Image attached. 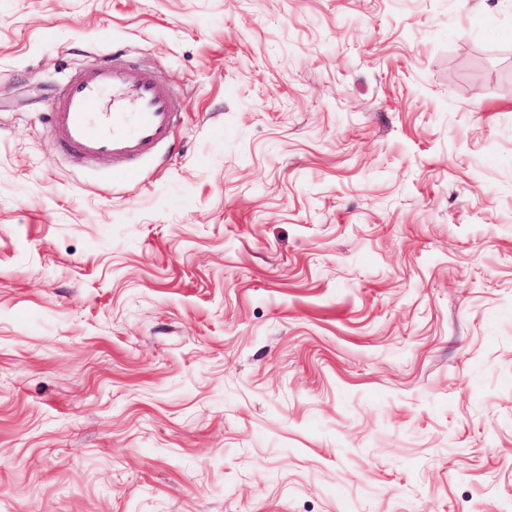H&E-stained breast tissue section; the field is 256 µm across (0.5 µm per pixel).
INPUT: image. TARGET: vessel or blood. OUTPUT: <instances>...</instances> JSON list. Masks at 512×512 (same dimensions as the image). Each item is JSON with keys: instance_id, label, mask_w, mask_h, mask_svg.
Listing matches in <instances>:
<instances>
[{"instance_id": "obj_1", "label": "vessel or blood", "mask_w": 512, "mask_h": 512, "mask_svg": "<svg viewBox=\"0 0 512 512\" xmlns=\"http://www.w3.org/2000/svg\"><path fill=\"white\" fill-rule=\"evenodd\" d=\"M107 95L112 109L103 112ZM49 122L61 151L110 158L116 179L138 177L137 161L153 156L173 131L167 90L146 71L107 61L69 79Z\"/></svg>"}]
</instances>
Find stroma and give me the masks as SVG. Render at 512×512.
<instances>
[{
	"label": "stroma",
	"mask_w": 512,
	"mask_h": 512,
	"mask_svg": "<svg viewBox=\"0 0 512 512\" xmlns=\"http://www.w3.org/2000/svg\"><path fill=\"white\" fill-rule=\"evenodd\" d=\"M0 512H512V0H0ZM112 92V112H98ZM167 90L146 71L104 61L69 79L49 122L59 149L112 160V178L140 175L132 163L154 155L173 131Z\"/></svg>",
	"instance_id": "35a3bbf8"
}]
</instances>
